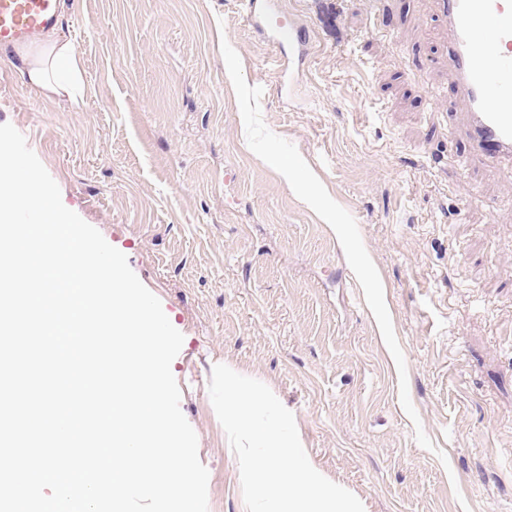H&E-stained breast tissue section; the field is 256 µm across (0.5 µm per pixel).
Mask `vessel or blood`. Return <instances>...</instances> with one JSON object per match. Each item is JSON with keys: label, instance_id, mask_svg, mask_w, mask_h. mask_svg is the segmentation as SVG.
<instances>
[{"label": "vessel or blood", "instance_id": "b4317fda", "mask_svg": "<svg viewBox=\"0 0 512 512\" xmlns=\"http://www.w3.org/2000/svg\"><path fill=\"white\" fill-rule=\"evenodd\" d=\"M448 23V68L468 108L464 131L476 158L512 167V0H440ZM59 0H0V46H23L54 27ZM274 39L304 63L309 34L278 25Z\"/></svg>", "mask_w": 512, "mask_h": 512}]
</instances>
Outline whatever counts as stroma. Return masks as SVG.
Instances as JSON below:
<instances>
[{"label": "stroma", "instance_id": "obj_1", "mask_svg": "<svg viewBox=\"0 0 512 512\" xmlns=\"http://www.w3.org/2000/svg\"><path fill=\"white\" fill-rule=\"evenodd\" d=\"M274 2L303 65L241 0H62L79 95L32 91L0 49V124L183 334L208 512H247L218 364L365 512H512V174L448 131L438 0ZM274 39L281 53H286L288 49L289 62L293 60L298 65L305 62L309 45V34L305 29L291 22L288 25L280 24L274 32Z\"/></svg>", "mask_w": 512, "mask_h": 512}]
</instances>
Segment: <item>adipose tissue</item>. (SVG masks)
Here are the masks:
<instances>
[{
  "instance_id": "adipose-tissue-1",
  "label": "adipose tissue",
  "mask_w": 512,
  "mask_h": 512,
  "mask_svg": "<svg viewBox=\"0 0 512 512\" xmlns=\"http://www.w3.org/2000/svg\"><path fill=\"white\" fill-rule=\"evenodd\" d=\"M24 74L28 84L41 93L69 95L74 89L73 75L79 60L71 42L48 37L37 54H23Z\"/></svg>"
}]
</instances>
